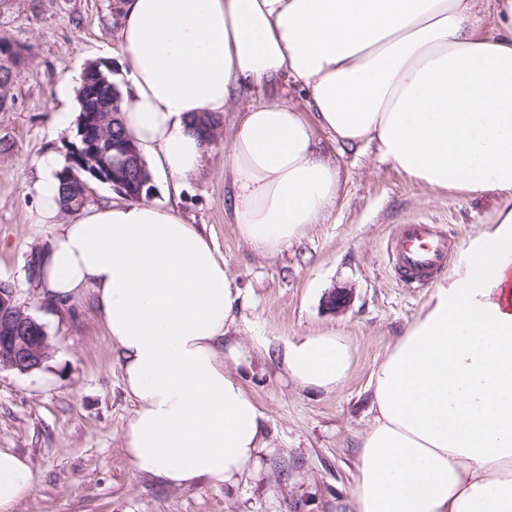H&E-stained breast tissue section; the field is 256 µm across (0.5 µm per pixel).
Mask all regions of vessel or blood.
Listing matches in <instances>:
<instances>
[{
    "instance_id": "b4317fda",
    "label": "vessel or blood",
    "mask_w": 512,
    "mask_h": 512,
    "mask_svg": "<svg viewBox=\"0 0 512 512\" xmlns=\"http://www.w3.org/2000/svg\"><path fill=\"white\" fill-rule=\"evenodd\" d=\"M453 237L437 225L409 221L397 225L390 242V258L397 277L405 284L420 286L448 267Z\"/></svg>"
}]
</instances>
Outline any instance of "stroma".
Wrapping results in <instances>:
<instances>
[{
	"instance_id": "35a3bbf8",
	"label": "stroma",
	"mask_w": 512,
	"mask_h": 512,
	"mask_svg": "<svg viewBox=\"0 0 512 512\" xmlns=\"http://www.w3.org/2000/svg\"><path fill=\"white\" fill-rule=\"evenodd\" d=\"M121 27L122 0H8L0 8V37L28 56L0 109V283L50 344L39 369H0V448L26 458L34 482L16 512H339L375 415L372 372L448 279L404 286L389 263V237L396 225L422 219L461 246L501 200L431 189L320 130L316 149L340 175L335 205L300 240L258 253L238 232L224 179L234 126L258 102L250 90H234L199 172L180 185L152 176L143 199L199 228L240 290L227 336L245 351L233 371L263 416L265 446L235 484L157 485L133 470L124 450L134 404L105 326L88 299L52 302L30 278L32 259L71 219L63 212L54 224L35 221L36 161L46 150L64 151L75 132L55 120L64 106L57 86L94 60L110 61L113 80L125 84ZM338 290L349 296L341 310L327 303ZM330 329L351 343L348 378L329 390L297 385L282 361L285 346Z\"/></svg>"
}]
</instances>
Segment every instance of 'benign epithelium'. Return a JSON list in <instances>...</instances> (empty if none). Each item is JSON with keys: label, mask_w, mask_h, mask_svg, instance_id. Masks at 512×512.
<instances>
[{"label": "benign epithelium", "mask_w": 512, "mask_h": 512, "mask_svg": "<svg viewBox=\"0 0 512 512\" xmlns=\"http://www.w3.org/2000/svg\"><path fill=\"white\" fill-rule=\"evenodd\" d=\"M26 49L18 46H6L0 54V66L11 71L25 61ZM83 76L98 82L103 87L110 88V95L105 97L102 104L93 108L95 112L120 111L122 97L119 87L112 81V66L105 61H90L83 68ZM76 158L74 167L78 172L73 174L70 181L69 194L74 202L83 204L87 201L89 185L92 182L108 185L131 200L142 196V189L129 188L124 181H115L112 176V156L89 146V140L84 138V132L75 135ZM48 337L42 334V328L23 313L17 306L13 291H0V366L15 369L20 372H31L42 366L49 354Z\"/></svg>", "instance_id": "7a95c632"}]
</instances>
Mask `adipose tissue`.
<instances>
[{"label": "adipose tissue", "instance_id": "adipose-tissue-1", "mask_svg": "<svg viewBox=\"0 0 512 512\" xmlns=\"http://www.w3.org/2000/svg\"><path fill=\"white\" fill-rule=\"evenodd\" d=\"M125 127L150 166L201 168L193 117L233 88L289 78L310 115L282 100L244 112L226 170L241 237L261 254L301 239L331 207L339 172L315 148H374L408 178L502 204L460 251L420 318L376 367V415L361 436L348 512H512V0H126ZM63 156L37 161L36 220L60 210ZM40 285L90 294L136 407L124 428L138 474L187 490L233 483L255 464L262 415L225 343L240 291L194 225L147 202L78 211L42 250ZM299 385L332 389L352 348L336 330L289 344ZM33 490L0 449V512Z\"/></svg>", "mask_w": 512, "mask_h": 512}]
</instances>
